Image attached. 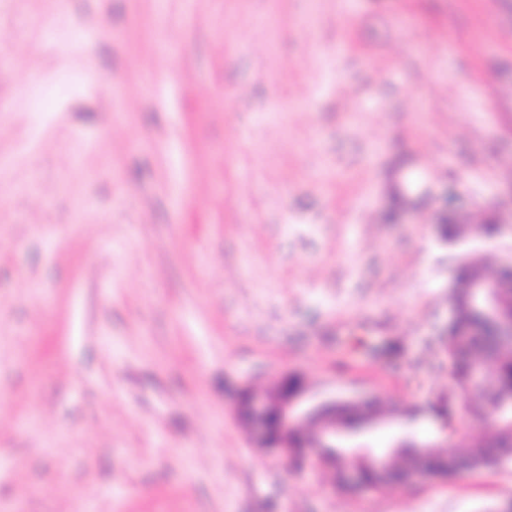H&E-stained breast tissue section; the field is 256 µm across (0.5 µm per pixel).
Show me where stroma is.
Wrapping results in <instances>:
<instances>
[{
    "label": "stroma",
    "instance_id": "1",
    "mask_svg": "<svg viewBox=\"0 0 512 512\" xmlns=\"http://www.w3.org/2000/svg\"><path fill=\"white\" fill-rule=\"evenodd\" d=\"M510 257L512 0H0V512H503L512 460L351 495L233 407L488 437L439 334Z\"/></svg>",
    "mask_w": 512,
    "mask_h": 512
}]
</instances>
